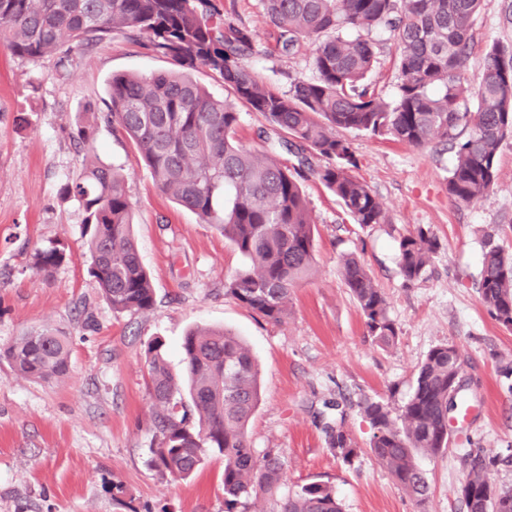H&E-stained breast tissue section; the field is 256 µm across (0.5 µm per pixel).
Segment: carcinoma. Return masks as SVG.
Segmentation results:
<instances>
[{"label": "carcinoma", "mask_w": 512, "mask_h": 512, "mask_svg": "<svg viewBox=\"0 0 512 512\" xmlns=\"http://www.w3.org/2000/svg\"><path fill=\"white\" fill-rule=\"evenodd\" d=\"M285 56L310 49L312 79L290 89H270L245 61L252 36L220 12L212 0H0V46L29 61L76 49L90 50L114 35L145 45L178 70L120 74L108 82L105 119L120 127L140 152L156 187L182 208L211 224L240 252L245 265L224 280V295L280 324L290 313L291 290L308 278L315 261L316 226L301 180L310 173L336 197L360 227L383 224L386 209L356 174L358 159L337 131L425 147L444 143L454 152L445 188L454 203L486 198L498 176L501 144L512 138V42L484 54L476 90L462 71L483 0H261ZM384 30L396 42L397 92L387 99L370 76L378 64L369 38ZM206 69L224 82L228 96L214 97L191 76ZM475 100V107L468 106ZM262 114L278 135L260 148L237 137L238 107ZM94 126H77L86 159L76 178L61 187L85 213L90 274L117 315L135 316L155 306L154 288L132 233L133 206L126 176L94 152ZM295 163L285 164L281 153ZM325 165L318 168L312 158ZM439 242L423 226L397 240L404 283L427 272ZM65 260L60 244L35 249L31 267L51 275ZM342 281L359 309L367 335L396 344L399 329L385 294L354 256L341 266ZM481 304L512 330V257L493 236L484 240L479 282ZM184 377L171 373L164 343L147 348L148 391L153 405L151 465L186 479L210 451L224 459V512H248L250 501L276 494L284 480L281 459L256 454L246 428L259 403L258 363L243 340L226 329H197L184 336ZM69 337L33 327L0 350L18 375L51 381L65 377ZM457 348H432L418 368L400 413L368 399L362 406L373 433L369 448L417 504L428 484L415 461L422 452L448 448V413L466 404ZM328 447L347 463L360 448L338 423L327 422ZM502 460L476 455L459 493L468 512H512V488L484 501L483 489ZM280 512H342L334 489L306 484Z\"/></svg>", "instance_id": "1"}]
</instances>
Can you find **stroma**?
I'll list each match as a JSON object with an SVG mask.
<instances>
[{"mask_svg": "<svg viewBox=\"0 0 512 512\" xmlns=\"http://www.w3.org/2000/svg\"><path fill=\"white\" fill-rule=\"evenodd\" d=\"M505 0H483L474 45L462 72L478 87L486 49L512 41ZM251 31L246 61L279 92L296 77L312 78L310 52L280 55L261 0H215ZM173 61L114 36L72 62H36L0 49V349L27 329L47 325L72 339L69 372L50 382L15 374L0 362V512H224V462L208 457L191 478L161 475L148 465L151 404L145 351L161 339L174 375H182L181 343L196 328H228L250 347L261 370L260 402L248 427L257 454L274 452L284 464L276 496L251 500L249 512H279L280 500L301 486H332L344 512H466L459 494L473 455L502 458L492 480L512 488V330L500 326L479 300L482 240L494 234L512 255V138L499 157L497 181L486 199L449 200L453 163L442 145L413 147L346 132L359 159L358 177L387 209V221L354 224L316 178L302 189L316 224L315 264L293 290L285 322L267 323L225 297L224 280L244 264L214 227L167 199L139 152L118 128L88 107L105 109L115 73L150 75ZM92 121L101 158L123 169L134 208V234L151 275L156 305L115 317L88 273L84 213L59 195L81 167L70 134ZM429 227L440 248L422 279L404 285L397 238ZM57 240L66 261L51 276L29 269L33 250ZM356 254L387 298L399 328L395 346L368 336L339 276L342 255ZM454 345L463 364L469 421L448 424L446 451L422 454L428 483L417 504L368 447L372 428L364 400L399 412L417 370L437 345ZM342 415L360 452L344 463L328 447L326 419ZM120 483L121 501L113 499Z\"/></svg>", "mask_w": 512, "mask_h": 512, "instance_id": "35a3bbf8", "label": "stroma"}]
</instances>
